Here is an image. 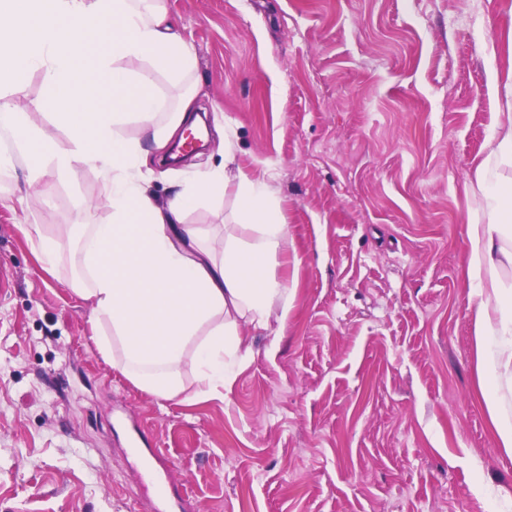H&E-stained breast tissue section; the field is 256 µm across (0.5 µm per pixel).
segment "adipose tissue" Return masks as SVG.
I'll return each mask as SVG.
<instances>
[{
    "instance_id": "obj_1",
    "label": "adipose tissue",
    "mask_w": 512,
    "mask_h": 512,
    "mask_svg": "<svg viewBox=\"0 0 512 512\" xmlns=\"http://www.w3.org/2000/svg\"><path fill=\"white\" fill-rule=\"evenodd\" d=\"M194 49L169 21L164 0H0V175L23 169L29 184L84 168L103 180L111 215L75 229L78 293L91 304L93 339L106 361L162 400L218 397L243 343L240 324L270 327L292 291L269 268L290 244L275 192L235 163L225 145L218 165L173 185L158 205L144 170L167 147L195 97ZM39 73L35 102L52 130L29 124L13 97ZM166 79L169 93L158 88ZM507 110L487 156L466 183L480 214L466 226L462 267L474 286L479 397L500 448L512 457V74ZM137 124L141 137L123 135ZM66 132L60 148L53 130ZM232 197L233 227L221 253L203 245L185 216L202 200ZM247 228L250 238L235 233ZM195 369L187 390L183 360Z\"/></svg>"
}]
</instances>
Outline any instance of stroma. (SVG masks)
<instances>
[{
  "label": "stroma",
  "instance_id": "35a3bbf8",
  "mask_svg": "<svg viewBox=\"0 0 512 512\" xmlns=\"http://www.w3.org/2000/svg\"><path fill=\"white\" fill-rule=\"evenodd\" d=\"M197 52L211 147L268 181L290 246L285 324L241 326L221 397L155 398L106 363L64 226L111 209L87 169L0 180V512H512V458L476 395L461 270L466 181L512 70V0H165ZM231 199L188 214L221 249ZM53 239V270L37 258Z\"/></svg>",
  "mask_w": 512,
  "mask_h": 512
}]
</instances>
